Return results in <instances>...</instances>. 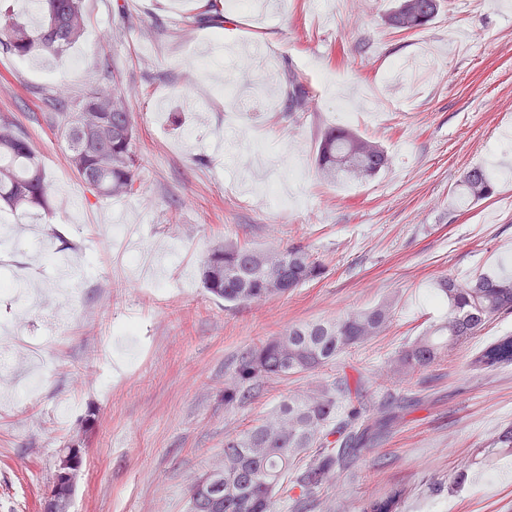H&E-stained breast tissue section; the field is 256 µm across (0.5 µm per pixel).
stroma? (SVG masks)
<instances>
[{
	"mask_svg": "<svg viewBox=\"0 0 512 512\" xmlns=\"http://www.w3.org/2000/svg\"><path fill=\"white\" fill-rule=\"evenodd\" d=\"M280 2L272 14L222 0L212 24L194 0H84L66 55L0 51V114L25 131L50 186L48 207L13 217L0 240V278L18 286L0 295V512H40L71 448L70 512H188L227 437L344 375L365 417L399 413L314 512H360L394 488L406 491L400 512H512V456L491 446L512 426V366L469 364L512 334V313L424 369L392 371L445 317L431 300L439 279L512 270V0H444L406 34L386 22L393 0ZM292 71L309 92L303 112L288 109ZM115 80L137 127L140 189L99 199L50 117L54 99ZM333 126L380 144L387 168L323 181L315 154ZM476 166L495 184L479 202L461 186ZM224 240L302 245L323 273L231 307L201 284ZM386 299L381 335L225 405L244 351ZM129 323L138 341L121 338ZM48 358L27 391L29 368Z\"/></svg>",
	"mask_w": 512,
	"mask_h": 512,
	"instance_id": "1",
	"label": "stroma"
}]
</instances>
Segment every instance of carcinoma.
Segmentation results:
<instances>
[{"mask_svg":"<svg viewBox=\"0 0 512 512\" xmlns=\"http://www.w3.org/2000/svg\"><path fill=\"white\" fill-rule=\"evenodd\" d=\"M42 24L30 28L8 22L0 29V45L19 57L34 54L62 55L84 30L83 0H34ZM439 0H397L388 16L393 28L410 33L430 24L438 14ZM61 25L51 34L53 16ZM288 102L293 112H303L308 103L305 85L288 74ZM56 135L67 143L68 162L86 191L95 197L131 194L138 190V133L126 98L117 85L88 90L77 112H56L51 120ZM388 155L378 144L349 129L330 127L321 134L316 167L330 183L369 179L386 168ZM463 186L473 200L493 194L486 172L472 167L463 175ZM48 186L41 163L27 135L9 115H0V207L26 212L45 208ZM322 273L305 247L255 248L235 241L217 244L207 255L203 287L212 296L232 305H246L282 296ZM435 296L448 306V315L438 325L410 343L398 356L396 371L404 373L426 367L448 346L476 336L493 318L512 312V279L480 275L460 281L440 279ZM388 302L351 311L335 320L301 323L242 354L238 379L224 387V402L243 403L251 397L252 380L286 378L336 360L346 350L382 333L389 325ZM477 369L512 365V334L496 338L471 360ZM350 392L348 381L288 394L274 413L224 441V458L208 474L219 479L212 489L191 492L190 512H274L276 500L285 498L295 512H310L314 494L331 482L336 466L346 463L368 447L396 415L376 418L349 432L336 447L332 423L339 409V396ZM316 448L318 454L304 470L300 456ZM404 490L393 489L368 500L362 512H397Z\"/></svg>","mask_w":512,"mask_h":512,"instance_id":"1","label":"carcinoma"}]
</instances>
